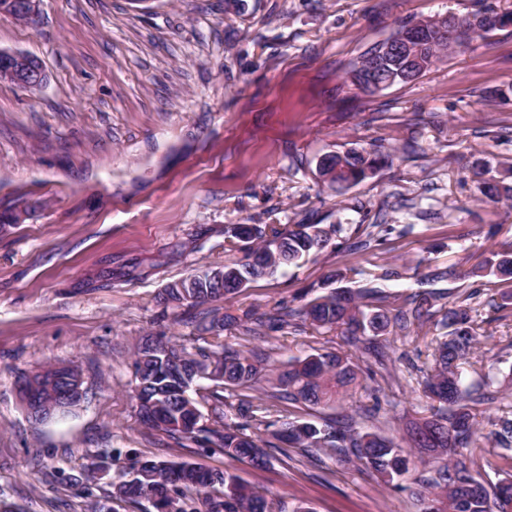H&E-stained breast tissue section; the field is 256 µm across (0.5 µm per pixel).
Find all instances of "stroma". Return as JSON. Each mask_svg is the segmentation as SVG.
<instances>
[{"label":"stroma","instance_id":"stroma-1","mask_svg":"<svg viewBox=\"0 0 512 512\" xmlns=\"http://www.w3.org/2000/svg\"><path fill=\"white\" fill-rule=\"evenodd\" d=\"M512 0H41L23 23L0 14V49L37 58L47 75L31 93L0 84V500L22 512H87L91 494L54 481L81 478L95 457L184 459L215 469L220 451L176 443L138 421L133 351L147 336L194 348L208 312L302 307L332 272L354 264L362 287L381 264L398 300L431 293L436 307L473 293L483 340L463 364L465 383L512 391V289L475 267L512 246V205L481 202L484 159L512 157V24L474 38L412 83L372 95L347 70L402 22ZM381 147L391 165L339 195L322 156ZM391 200L387 221L415 223L350 255L327 251L191 311L159 294L195 269L225 262L228 224H358ZM454 277L426 280L429 268ZM339 330L273 332L279 364L337 347ZM392 378L362 375L324 417L355 415L361 429L407 439L429 417L420 383L433 335L390 336ZM74 364L86 400L64 418L33 423L15 394L18 375ZM486 486L512 475L488 435L497 404H476ZM269 463L238 465L250 485L288 512H418L409 493L357 463L311 460L271 448Z\"/></svg>","mask_w":512,"mask_h":512}]
</instances>
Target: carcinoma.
I'll return each mask as SVG.
<instances>
[{
	"label": "carcinoma",
	"instance_id": "cac0c4a2",
	"mask_svg": "<svg viewBox=\"0 0 512 512\" xmlns=\"http://www.w3.org/2000/svg\"><path fill=\"white\" fill-rule=\"evenodd\" d=\"M490 14L479 10L459 21L471 32L488 31L483 19ZM407 23L386 39L370 46L351 63L348 76L352 85L364 94L376 93L380 84L393 86L416 80L385 58L389 43L401 44ZM454 46L438 28H428L421 50L404 48L403 63L426 72ZM420 53L422 66L410 57ZM390 155L378 149L349 151L325 156L319 163L323 182L338 194L363 182L389 165ZM485 198L497 202L512 199V163L500 164L498 176L491 177L482 189ZM393 228L388 224H234L224 227V251L240 250L244 258L222 267H208L167 285L158 296V304L195 308L235 295L252 283L272 277L281 269L318 256L328 249H345L353 254L366 251L372 243L384 240ZM369 285L352 289L336 287L309 301L299 309L280 308L272 314L242 315L213 312L198 330L213 338L209 346L190 352L184 346L152 338L145 339L134 351L135 375L142 376L143 403L138 417L157 416L162 423L149 426L174 439H185L200 447H216L228 459L260 467L266 463L267 448L281 442L301 448L308 455L334 456L345 462H357L383 485L403 490V478L421 470L410 492L421 504V512H512V497L503 499L489 492L480 480V460L476 433L479 422L469 403H494L499 396L481 387L472 388L462 381L460 365L480 343L469 293L446 310L435 326L448 330V339L437 344L434 367L424 381L425 397L435 402L431 416L417 424L402 444L393 437L364 431L351 419H317L318 409L328 406L355 384L362 368L349 355L336 349L320 348L303 359L286 365L270 363V355L261 349L249 352L220 341L227 326L244 330L256 341H266V331L288 332L308 324L316 329L341 330L345 343L361 354L381 363L385 351L378 338L399 331L406 336L418 333L432 316L431 297L411 294L395 309L390 307L384 284L397 280L403 272L396 266L380 265ZM474 274L491 276L512 285V250L496 254V259L479 266ZM179 361L190 371L187 392L206 391L203 398L215 404L212 424L192 397H184L168 383L167 369ZM211 385L204 388L200 381ZM236 398L230 404L234 416L220 410L224 392ZM301 404V415H282L275 422L266 415L277 411L278 403ZM491 436L505 451L512 450V411L503 407ZM166 501L172 512H285L281 501L267 492L247 486L233 470L210 469L186 460L158 457L135 459L118 469L112 494L91 504V512H116L108 502L139 503L140 495L130 488V477Z\"/></svg>",
	"mask_w": 512,
	"mask_h": 512
}]
</instances>
